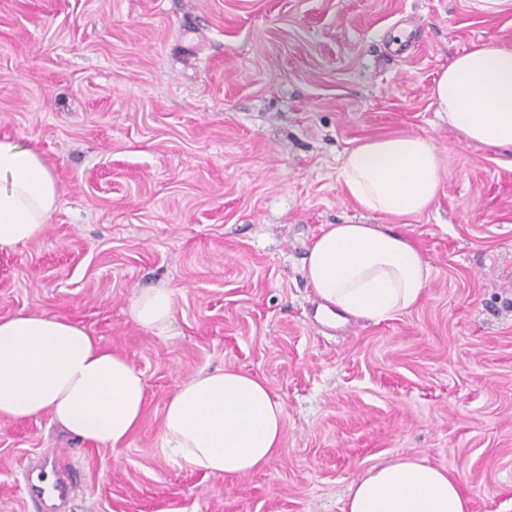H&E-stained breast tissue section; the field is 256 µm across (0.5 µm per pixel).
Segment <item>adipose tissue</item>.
<instances>
[{
  "instance_id": "ef3b65f1",
  "label": "adipose tissue",
  "mask_w": 512,
  "mask_h": 512,
  "mask_svg": "<svg viewBox=\"0 0 512 512\" xmlns=\"http://www.w3.org/2000/svg\"><path fill=\"white\" fill-rule=\"evenodd\" d=\"M432 97L460 140L512 146V49L473 45L449 62ZM339 173L366 210L401 217L426 210L440 185L435 147L415 135L363 141L344 153ZM56 200V181L39 153L0 138V251L40 237ZM303 275L324 310L377 323L415 307L431 270L383 225L330 224L313 240ZM131 317L141 329L167 332L172 292L140 291ZM145 405L143 372L84 327L44 314L0 318V417L46 414L68 433L116 449L139 427ZM284 419L282 402L258 377L231 368L201 373L167 401L162 450L208 474H247L277 456ZM468 510L448 470L404 457L366 470L343 512Z\"/></svg>"
}]
</instances>
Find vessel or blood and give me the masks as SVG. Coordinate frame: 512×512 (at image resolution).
Listing matches in <instances>:
<instances>
[{
    "mask_svg": "<svg viewBox=\"0 0 512 512\" xmlns=\"http://www.w3.org/2000/svg\"><path fill=\"white\" fill-rule=\"evenodd\" d=\"M22 484L26 498L34 502L38 512H70L74 484L68 469L31 465L23 471Z\"/></svg>",
    "mask_w": 512,
    "mask_h": 512,
    "instance_id": "obj_1",
    "label": "vessel or blood"
}]
</instances>
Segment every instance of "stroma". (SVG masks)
<instances>
[{
  "label": "stroma",
  "mask_w": 512,
  "mask_h": 512,
  "mask_svg": "<svg viewBox=\"0 0 512 512\" xmlns=\"http://www.w3.org/2000/svg\"><path fill=\"white\" fill-rule=\"evenodd\" d=\"M512 48V0H0V138L58 187L43 235L0 252V317L61 316L145 378L121 448L49 417H0V512L21 470L66 448L73 512H343L369 467L415 456L470 512H512V147L457 138L435 79L472 44ZM435 146L422 214L365 210L343 153L377 137ZM327 224H381L431 268L411 311L345 331L302 275ZM175 298L139 328L141 290ZM233 367L284 403L278 456L234 477L161 451L180 381ZM131 317L141 329L167 332L174 318L172 292L162 286L140 291L132 302Z\"/></svg>",
  "instance_id": "35a3bbf8"
}]
</instances>
